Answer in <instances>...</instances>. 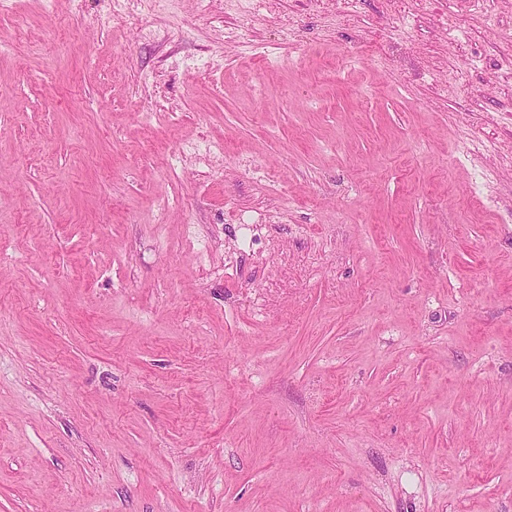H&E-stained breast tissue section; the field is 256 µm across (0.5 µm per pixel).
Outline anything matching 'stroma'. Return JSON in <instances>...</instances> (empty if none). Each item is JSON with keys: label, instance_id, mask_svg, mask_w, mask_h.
I'll list each match as a JSON object with an SVG mask.
<instances>
[{"label": "stroma", "instance_id": "35a3bbf8", "mask_svg": "<svg viewBox=\"0 0 512 512\" xmlns=\"http://www.w3.org/2000/svg\"><path fill=\"white\" fill-rule=\"evenodd\" d=\"M129 10L0 0V512H512V0ZM269 224H236L235 229L242 246L245 249H250L254 244L269 245L270 240L266 235V227Z\"/></svg>", "mask_w": 512, "mask_h": 512}]
</instances>
